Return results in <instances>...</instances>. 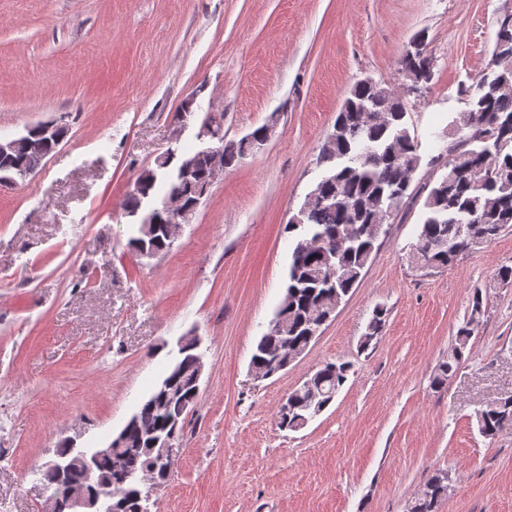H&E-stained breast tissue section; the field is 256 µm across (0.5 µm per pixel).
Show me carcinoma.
<instances>
[{"label":"carcinoma","mask_w":512,"mask_h":512,"mask_svg":"<svg viewBox=\"0 0 512 512\" xmlns=\"http://www.w3.org/2000/svg\"><path fill=\"white\" fill-rule=\"evenodd\" d=\"M496 44L512 48V12L499 21ZM468 108L460 113L456 145L442 150L430 163H443L447 173L425 186L423 221L412 262L428 270L445 267L476 247L494 240L512 227V53L493 50L486 75L461 88ZM188 118L211 123L218 134L224 167L229 168L252 153L253 140L266 133L261 126L238 139H224V113L219 120L200 116L191 102L181 107ZM403 97L379 83L358 81L349 91L325 141L320 163L325 177L308 193L303 206L285 226L292 234V256L285 294L269 328L258 340L251 367L269 376L281 371L312 344L319 321L361 280L380 234L376 226L389 223L404 204L413 176L421 164L418 143L405 122ZM167 166L154 164L136 177L123 210L131 218L129 244L146 257L170 249L169 225L153 224L151 201L179 197L194 202L204 188L210 168L209 155L182 149L179 142L164 152ZM46 159V151L20 149L0 160V177L19 168L33 174ZM387 310L374 309L362 346L381 335ZM473 321L461 326L454 344L433 372L431 386L443 388L461 362L471 337ZM199 357L197 345L187 342L180 352V369L170 370L162 382L172 384L178 397L157 391L142 401L112 442V455L96 463L93 476L81 468L58 475L46 470L43 484L64 489L95 484L107 487L113 499L125 503L124 512L147 508L153 486L125 480L176 469L179 456L160 453L158 439L184 436L183 422L198 395L193 379ZM350 365L327 362L294 389L276 413L282 430L297 431L311 421L315 408L325 409L348 379ZM480 433L493 439L512 430V395L484 404L476 414ZM448 477L432 475L408 512H437L447 490Z\"/></svg>","instance_id":"carcinoma-1"}]
</instances>
